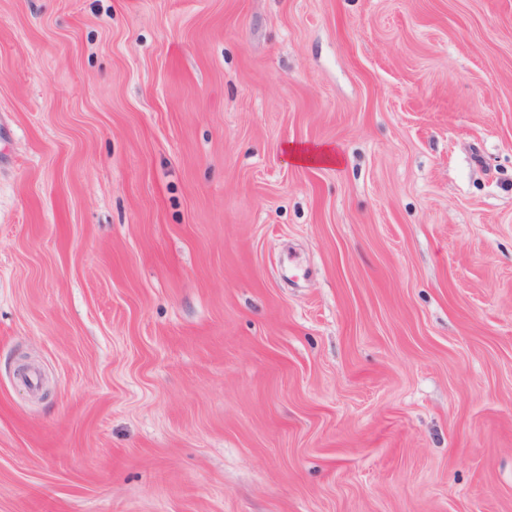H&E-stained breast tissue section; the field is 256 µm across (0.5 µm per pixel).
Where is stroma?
<instances>
[{"label": "stroma", "mask_w": 512, "mask_h": 512, "mask_svg": "<svg viewBox=\"0 0 512 512\" xmlns=\"http://www.w3.org/2000/svg\"><path fill=\"white\" fill-rule=\"evenodd\" d=\"M0 512H512V0H0Z\"/></svg>", "instance_id": "35a3bbf8"}]
</instances>
